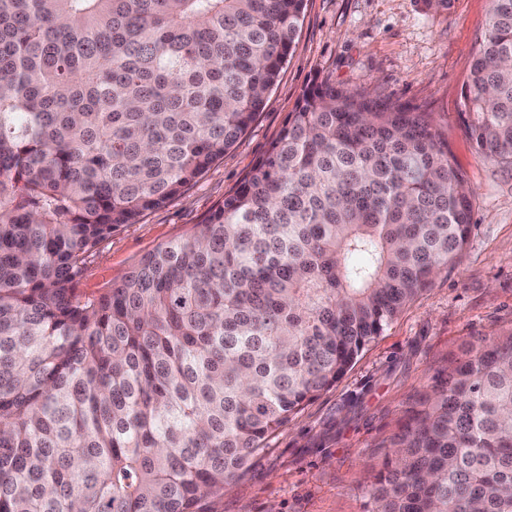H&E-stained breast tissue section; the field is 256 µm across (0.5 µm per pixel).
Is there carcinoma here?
I'll return each instance as SVG.
<instances>
[{
    "label": "carcinoma",
    "instance_id": "carcinoma-1",
    "mask_svg": "<svg viewBox=\"0 0 512 512\" xmlns=\"http://www.w3.org/2000/svg\"><path fill=\"white\" fill-rule=\"evenodd\" d=\"M460 119L512 165V0ZM304 0H0V512H209L462 259L473 189L427 112L314 85L195 230L100 295L97 247L246 133ZM375 512H512V333L470 345Z\"/></svg>",
    "mask_w": 512,
    "mask_h": 512
}]
</instances>
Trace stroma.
Segmentation results:
<instances>
[{"instance_id": "1", "label": "stroma", "mask_w": 512, "mask_h": 512, "mask_svg": "<svg viewBox=\"0 0 512 512\" xmlns=\"http://www.w3.org/2000/svg\"><path fill=\"white\" fill-rule=\"evenodd\" d=\"M486 11L487 0L445 9L425 0H305L288 60L247 132L196 183L123 225L91 258L79 290L98 295L142 256L189 234L264 157L317 81L431 113L474 190L460 263L292 416L214 512H371L370 484L407 412L468 345L512 332V167L480 156L459 118Z\"/></svg>"}]
</instances>
